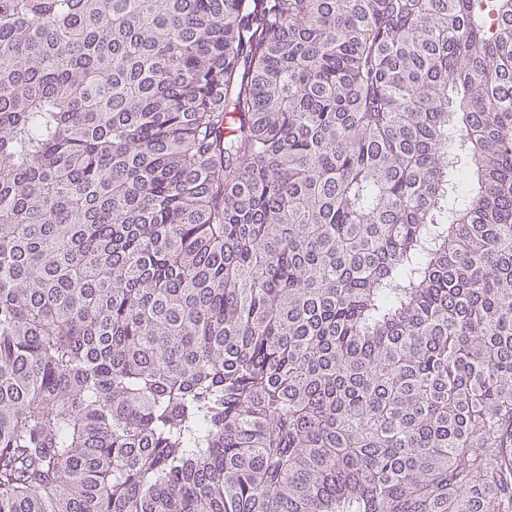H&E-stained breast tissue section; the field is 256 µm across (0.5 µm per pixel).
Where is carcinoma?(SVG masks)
Instances as JSON below:
<instances>
[{"mask_svg":"<svg viewBox=\"0 0 512 512\" xmlns=\"http://www.w3.org/2000/svg\"><path fill=\"white\" fill-rule=\"evenodd\" d=\"M0 512H512V0H0Z\"/></svg>","mask_w":512,"mask_h":512,"instance_id":"obj_1","label":"carcinoma"}]
</instances>
